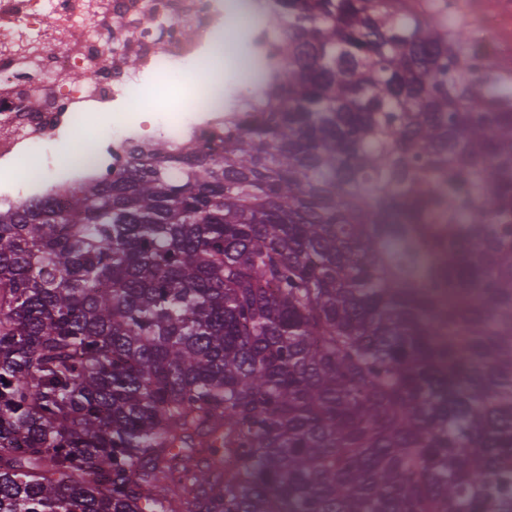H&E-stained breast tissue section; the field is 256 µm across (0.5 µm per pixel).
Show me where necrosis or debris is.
<instances>
[{
    "mask_svg": "<svg viewBox=\"0 0 512 512\" xmlns=\"http://www.w3.org/2000/svg\"><path fill=\"white\" fill-rule=\"evenodd\" d=\"M219 0H0V165L47 154L68 131L114 104L118 89L200 63L220 28ZM135 55L137 68L125 59ZM140 133L110 129L95 161L54 167L51 181L0 185V202L51 194L64 202L73 177L108 178L125 167Z\"/></svg>",
    "mask_w": 512,
    "mask_h": 512,
    "instance_id": "necrosis-or-debris-1",
    "label": "necrosis or debris"
}]
</instances>
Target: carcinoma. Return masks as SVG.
Returning a JSON list of instances; mask_svg holds the SVG:
<instances>
[{
	"label": "carcinoma",
	"mask_w": 512,
	"mask_h": 512,
	"mask_svg": "<svg viewBox=\"0 0 512 512\" xmlns=\"http://www.w3.org/2000/svg\"><path fill=\"white\" fill-rule=\"evenodd\" d=\"M254 4L224 135L0 208V512H512V76Z\"/></svg>",
	"instance_id": "cac0c4a2"
}]
</instances>
